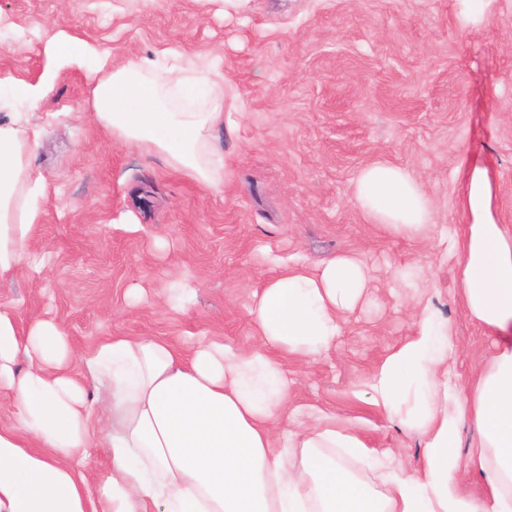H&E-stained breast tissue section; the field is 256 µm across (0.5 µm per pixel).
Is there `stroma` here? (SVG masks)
Instances as JSON below:
<instances>
[{
	"instance_id": "stroma-1",
	"label": "stroma",
	"mask_w": 512,
	"mask_h": 512,
	"mask_svg": "<svg viewBox=\"0 0 512 512\" xmlns=\"http://www.w3.org/2000/svg\"><path fill=\"white\" fill-rule=\"evenodd\" d=\"M463 0H0V85L49 83L34 163L48 182L31 249L46 270L0 283L20 300V321L54 319L76 352L111 336L158 337L180 349L220 338H259L251 293L275 274L273 258L320 263L362 255L374 287L327 356L285 357L293 402L351 420L370 451L414 469L423 442L372 398L370 380L414 333L433 303L456 332L448 367L461 396L493 352L462 310L456 259L436 245L462 223L461 181L474 165L497 178L493 209L512 225V0H490L486 21L463 26ZM86 42L78 65L49 64L55 35ZM113 66L162 50L224 68V189L172 170L158 155L113 141L92 115ZM408 169L429 195L435 224L400 238L370 223L354 200L367 166ZM414 266L413 288L391 270ZM196 284L185 309L165 302L173 280Z\"/></svg>"
}]
</instances>
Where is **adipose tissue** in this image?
Listing matches in <instances>:
<instances>
[{"instance_id": "ef3b65f1", "label": "adipose tissue", "mask_w": 512, "mask_h": 512, "mask_svg": "<svg viewBox=\"0 0 512 512\" xmlns=\"http://www.w3.org/2000/svg\"><path fill=\"white\" fill-rule=\"evenodd\" d=\"M196 69L185 56L169 67L144 60L112 69L93 89L94 116L113 139L161 154L219 191L224 72L211 62L202 87ZM40 139L32 113L0 123V282L38 267L29 244L46 189L31 164ZM495 191L487 169H469L460 200L466 227L441 238L459 258L465 313L497 346L472 396L454 389V334L429 305L413 337L372 376L375 403L423 438L418 468L366 456L335 416L296 425L293 380L270 354L311 360L335 347L343 314L371 286L365 262L344 253L313 268L281 266L254 292L249 313L261 341L249 349L203 339L182 350L161 338L112 336L79 356L56 322L20 323L16 306L1 302L0 391L14 402L16 425L0 428V512H512V226L495 217ZM354 195L394 235L416 237L433 224L431 200L405 168L367 166ZM76 359L80 379L69 371ZM95 417L111 472L94 487L83 467ZM466 425L477 438L463 458ZM347 456L377 471L383 490L346 466ZM470 472L484 479L486 500L459 490L457 475Z\"/></svg>"}]
</instances>
